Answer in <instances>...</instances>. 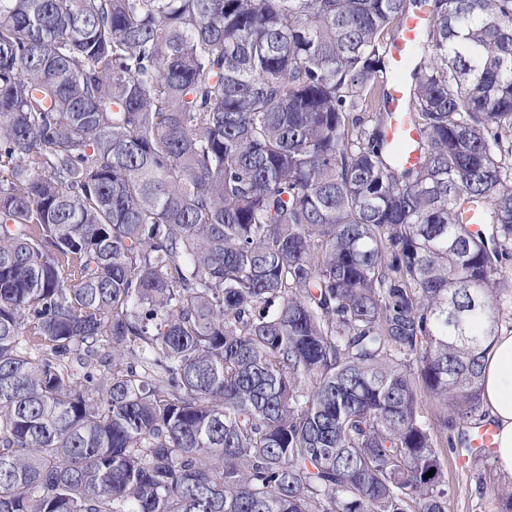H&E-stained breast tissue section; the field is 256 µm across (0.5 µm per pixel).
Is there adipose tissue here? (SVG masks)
Listing matches in <instances>:
<instances>
[{
  "label": "adipose tissue",
  "mask_w": 512,
  "mask_h": 512,
  "mask_svg": "<svg viewBox=\"0 0 512 512\" xmlns=\"http://www.w3.org/2000/svg\"><path fill=\"white\" fill-rule=\"evenodd\" d=\"M482 400L487 420L497 429L499 466L512 474V330L499 328L491 338L483 367Z\"/></svg>",
  "instance_id": "ef3b65f1"
}]
</instances>
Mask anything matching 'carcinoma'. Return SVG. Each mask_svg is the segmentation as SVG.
<instances>
[{
	"mask_svg": "<svg viewBox=\"0 0 512 512\" xmlns=\"http://www.w3.org/2000/svg\"><path fill=\"white\" fill-rule=\"evenodd\" d=\"M417 3L0 0V512H448L512 295V0H426L406 168ZM427 20L428 14L424 6L418 7L413 13L403 18L396 40L386 47L387 71L400 73L405 70L412 48ZM408 87L404 81L394 83L389 90L386 111L391 112V120L386 128L388 142H401L407 145V151L402 154L399 161L406 167L416 163L417 152L413 149L419 140V133L410 124L407 116L406 100Z\"/></svg>",
	"mask_w": 512,
	"mask_h": 512,
	"instance_id": "carcinoma-1",
	"label": "carcinoma"
}]
</instances>
